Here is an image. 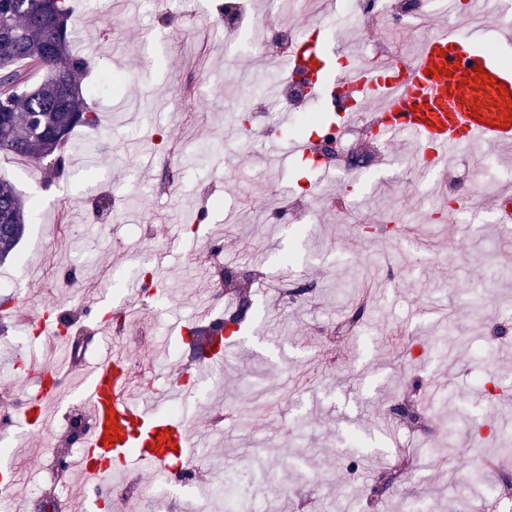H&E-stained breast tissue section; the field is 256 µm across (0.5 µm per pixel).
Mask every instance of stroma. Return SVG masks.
<instances>
[{
  "label": "stroma",
  "mask_w": 512,
  "mask_h": 512,
  "mask_svg": "<svg viewBox=\"0 0 512 512\" xmlns=\"http://www.w3.org/2000/svg\"><path fill=\"white\" fill-rule=\"evenodd\" d=\"M215 3L169 11L157 0H87L77 9L83 85L108 77L112 89L95 99L98 128L73 132L61 173L27 161L9 175L37 207L15 257L0 264L15 280L0 289V408L18 406L38 381L13 371L15 354L40 363L59 351L22 330L49 306L71 324L72 369L121 348L162 411L177 407L206 436L194 485L172 486L164 507L142 492L145 472L133 461L96 512H213L200 485L231 477L245 512H407L414 499L431 512H491L505 489L498 447L481 458L458 449L490 429L512 432V277L487 285L492 268L512 261V223L497 221L499 207L512 209V147H464L424 176L412 138L367 139L353 145L368 159L362 171L310 170L287 134L294 112L268 106L267 89L285 72L255 45L263 29L298 28L309 12L298 0H248L264 26L242 42L212 26ZM312 11L363 63L372 44L412 55L458 21L439 2L420 26L399 31L358 30L341 0H313ZM191 84L200 101L189 105L178 92ZM240 112L251 116L245 149L231 137ZM167 169L178 183L153 195ZM474 195L478 210L447 206ZM200 207L209 212L203 229ZM209 239L225 260L260 273L251 328L235 336L222 369L174 396L171 385L198 366L190 329L227 305L205 259ZM158 264L163 297L130 302L144 268ZM294 281L310 293L286 299ZM100 296L134 313L109 342L102 314L84 308ZM469 296L483 297L479 312L468 311ZM355 315L363 329L346 328ZM420 381L443 418L414 425L392 416L399 398L418 399ZM66 443L59 424L35 432L18 423L0 439V459L18 473L12 512H79L80 470L47 497L49 464ZM389 469L399 482L374 495L375 476ZM474 469L487 477L477 490L463 481Z\"/></svg>",
  "instance_id": "1"
}]
</instances>
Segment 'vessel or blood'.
Instances as JSON below:
<instances>
[{"label": "vessel or blood", "instance_id": "vessel-or-blood-1", "mask_svg": "<svg viewBox=\"0 0 512 512\" xmlns=\"http://www.w3.org/2000/svg\"><path fill=\"white\" fill-rule=\"evenodd\" d=\"M466 35L445 32L424 39L400 76L388 63L369 68L348 62L326 72L329 55L343 51L334 38L312 36L288 52L292 68L306 71L321 96L332 98L336 85L361 86L366 100L381 99L374 121L385 140L412 136L428 151L434 167L461 147L512 143V70L497 64L487 52L466 48ZM491 84L473 86L478 71ZM40 390L20 410L23 424L45 429L62 409L61 373L53 366L37 370ZM71 393L87 410L88 430L81 441L77 465L88 495L100 499L109 481L127 468L129 455L142 467L174 474L189 465V449L198 438L187 421L162 412L154 398L136 394L128 357L115 350L79 369Z\"/></svg>", "mask_w": 512, "mask_h": 512}]
</instances>
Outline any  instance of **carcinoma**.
<instances>
[{
	"label": "carcinoma",
	"mask_w": 512,
	"mask_h": 512,
	"mask_svg": "<svg viewBox=\"0 0 512 512\" xmlns=\"http://www.w3.org/2000/svg\"><path fill=\"white\" fill-rule=\"evenodd\" d=\"M70 0H0V153L26 157L44 169L60 170L70 136L78 127L95 128L92 95L83 92L84 58L72 49ZM0 263L12 255L27 224L25 201L14 185L0 178ZM234 309L222 329L244 330L252 310L250 285L255 273L224 263L216 273ZM435 408L403 400L393 412L419 424Z\"/></svg>",
	"instance_id": "carcinoma-1"
}]
</instances>
